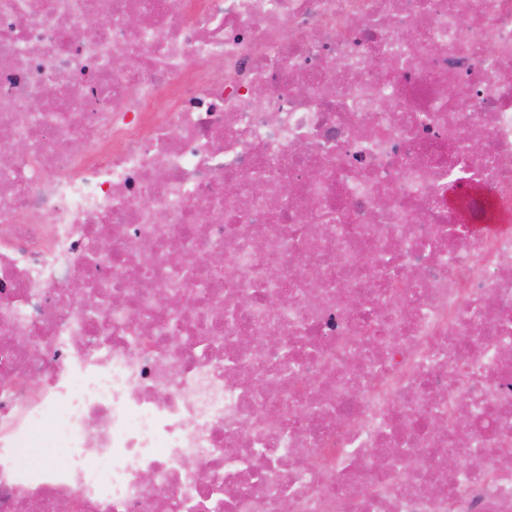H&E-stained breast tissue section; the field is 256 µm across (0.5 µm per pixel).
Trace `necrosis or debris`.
<instances>
[{"mask_svg": "<svg viewBox=\"0 0 512 512\" xmlns=\"http://www.w3.org/2000/svg\"><path fill=\"white\" fill-rule=\"evenodd\" d=\"M507 211L512 0H0V512H512Z\"/></svg>", "mask_w": 512, "mask_h": 512, "instance_id": "necrosis-or-debris-1", "label": "necrosis or debris"}]
</instances>
